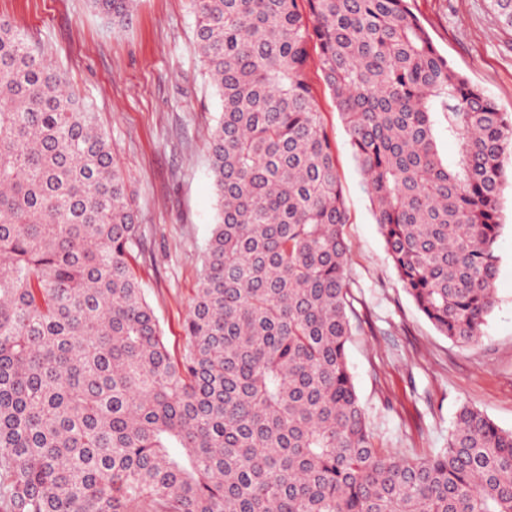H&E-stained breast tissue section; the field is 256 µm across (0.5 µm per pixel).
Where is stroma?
Instances as JSON below:
<instances>
[{
	"mask_svg": "<svg viewBox=\"0 0 512 512\" xmlns=\"http://www.w3.org/2000/svg\"><path fill=\"white\" fill-rule=\"evenodd\" d=\"M409 4L439 52L512 114V30L498 26L489 0ZM1 18L22 29L109 136L142 233L131 265L169 352L181 356L217 215L208 132L221 111L198 53L190 0H134L122 27L89 0H0ZM308 78L333 140L348 215L356 316L346 353L376 446L432 456L447 447L465 405L512 431V178L500 199L494 308L476 341H452L418 310L387 254L317 58L308 62Z\"/></svg>",
	"mask_w": 512,
	"mask_h": 512,
	"instance_id": "1",
	"label": "stroma"
}]
</instances>
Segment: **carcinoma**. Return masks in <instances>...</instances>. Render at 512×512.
Instances as JSON below:
<instances>
[{
	"label": "carcinoma",
	"instance_id": "carcinoma-1",
	"mask_svg": "<svg viewBox=\"0 0 512 512\" xmlns=\"http://www.w3.org/2000/svg\"><path fill=\"white\" fill-rule=\"evenodd\" d=\"M114 25L133 0H90ZM512 28V0H490ZM222 101L217 218L167 349L93 113L0 20V501L9 512H512V431L461 409L424 460L378 448L351 373L347 223L309 50L408 294L470 343L495 303L512 118L408 0H192ZM460 146L439 152L435 125Z\"/></svg>",
	"mask_w": 512,
	"mask_h": 512
}]
</instances>
